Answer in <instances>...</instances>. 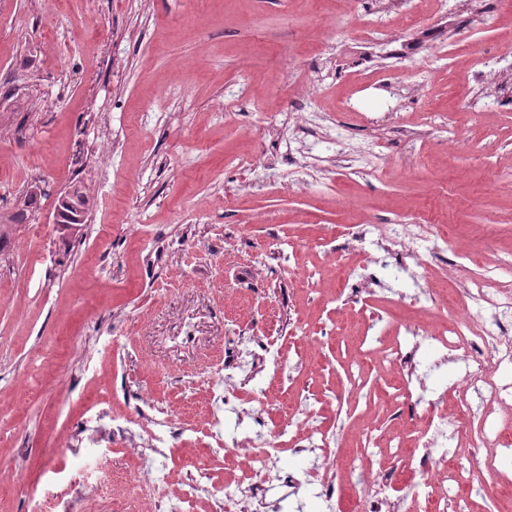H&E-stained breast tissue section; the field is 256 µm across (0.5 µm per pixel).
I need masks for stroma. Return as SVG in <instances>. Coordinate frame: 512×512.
I'll list each match as a JSON object with an SVG mask.
<instances>
[{"mask_svg": "<svg viewBox=\"0 0 512 512\" xmlns=\"http://www.w3.org/2000/svg\"><path fill=\"white\" fill-rule=\"evenodd\" d=\"M393 24L440 43L413 56L371 47L356 0H0V231L44 227L28 238L38 261L0 266V512H36L67 481L71 438L135 414L145 392L178 407L183 435L153 464L181 468L170 497L202 466L232 481L234 461L210 456L205 369L256 336L280 347L288 379L263 374L265 403L248 384L232 402L269 426L297 400L320 403L340 459L359 417L382 438L439 393L467 396L428 339L411 395L373 362L351 388L364 322L425 317L394 292L363 308L329 302L340 269L317 240L325 225L416 215L447 227L471 272L501 260L512 282V75L474 79L484 53H512V0H482L463 24L455 7L419 0L414 20ZM304 90L338 126L279 147L268 132L302 111ZM432 112L452 115L456 140L429 126ZM398 126L423 137L409 143ZM365 140L383 164L338 168L337 153ZM261 152L273 166L252 169ZM292 164L308 166L306 188L289 185ZM34 183L38 204L21 212ZM69 186L90 201L73 235L53 222ZM278 466L301 485L277 512H329L305 456L284 451Z\"/></svg>", "mask_w": 512, "mask_h": 512, "instance_id": "obj_1", "label": "stroma"}]
</instances>
